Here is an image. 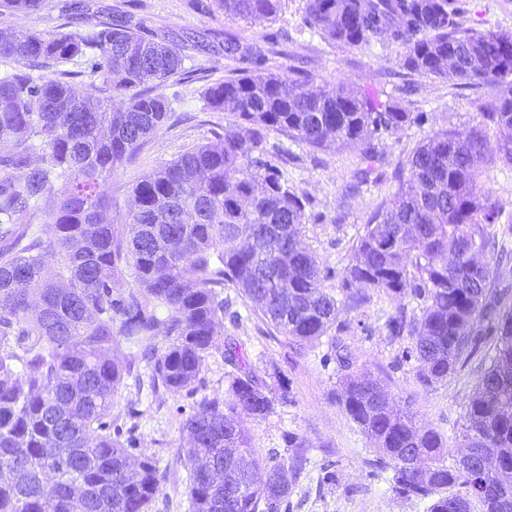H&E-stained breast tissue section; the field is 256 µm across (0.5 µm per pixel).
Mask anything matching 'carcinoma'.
Listing matches in <instances>:
<instances>
[{
	"instance_id": "obj_1",
	"label": "carcinoma",
	"mask_w": 512,
	"mask_h": 512,
	"mask_svg": "<svg viewBox=\"0 0 512 512\" xmlns=\"http://www.w3.org/2000/svg\"><path fill=\"white\" fill-rule=\"evenodd\" d=\"M217 2L225 18L257 23L276 18L284 0ZM45 3L0 0V12ZM304 11L328 43L394 46L412 71L464 86L512 75V33L462 27L448 0H305ZM224 55L254 70L208 85L202 99L234 122L140 180L127 223L114 224L104 185L174 112L163 88L191 73L183 56L110 18L86 32L0 36V60L18 65L0 75V471L9 473L0 475V512H150L159 469L121 440L113 398L129 378L141 388L140 361L151 389L181 392L220 347L234 369L224 395L202 397L182 422L186 496L192 512H279L306 457L264 458L241 426V415L264 419L288 402V387L273 392L234 339L221 338L226 282L299 345L327 335L343 303L420 301L387 328L411 338L425 388L447 382L490 339L491 365L457 435L478 452L452 465L411 402L352 370L345 347L331 343L345 371L339 405L392 469L397 496L428 502L427 512H473L476 503L512 512V475L500 481L480 466L495 457L512 472V300L493 277L512 250L498 245L502 211L482 167L493 150L512 164V96L486 101L465 133L426 136L394 168V191L357 233L336 295L324 286L329 270L301 245L310 201L288 185L275 164L288 149L267 145L268 134L286 131L311 150L356 149L366 181L382 162L375 141L423 116L366 90L268 72L265 54L233 37ZM78 58L84 71L58 69ZM47 68L53 76L31 74ZM82 74L106 95L78 93L71 79ZM487 253L491 264L479 260Z\"/></svg>"
}]
</instances>
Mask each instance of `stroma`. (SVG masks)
I'll use <instances>...</instances> for the list:
<instances>
[{
  "label": "stroma",
  "instance_id": "1",
  "mask_svg": "<svg viewBox=\"0 0 512 512\" xmlns=\"http://www.w3.org/2000/svg\"><path fill=\"white\" fill-rule=\"evenodd\" d=\"M72 0H48L32 14H0V34L19 28L53 32L63 28L85 30L109 16L126 18L155 41L181 52L190 77L171 79L166 94L175 112L152 134L135 160L115 172L105 189L112 198V217L123 223L142 177L187 148L211 140L233 118L207 110L201 99L210 83L249 70L250 64L224 55V39L261 47L267 69L284 75L304 72L317 84L332 89L342 84L369 90L381 100L405 111L423 114L424 120L377 143L385 161L379 166L378 184H354L360 166L358 152L326 148L309 152L287 133L273 131L270 143L288 148L280 168L289 185L310 200L315 221L303 228V244L317 256L321 267L334 276L327 285H341L351 247L369 215L388 198L390 177L397 162L406 159L426 135L443 127L466 132L491 91L482 85L460 86L401 67L392 49L333 46L306 30L303 0H286L272 20L251 24L225 19L215 0H85L81 14L70 12ZM465 27L512 32V0H450ZM221 295L236 312L237 320L225 321L224 334L240 346L253 366L277 374L288 386V401L276 405L264 419L243 417L242 424L261 455L292 456L289 436L303 440L308 463L291 485L287 507L280 512H427L426 502L398 498L392 488L391 469L377 465L370 441L338 404L339 366L330 360L329 337L298 347L276 332L258 315L252 303L232 285ZM417 300L406 297L373 299L360 308H342L337 316L338 337L348 346L358 368L380 377L384 387L411 398L419 422L442 434L447 442L446 462H453L459 447L456 435L464 421L466 405L476 383L491 363V344L452 375L447 383L423 389L415 378V361L406 357L410 338L391 339L385 328L398 309L415 310ZM230 365L221 350H212L190 391L172 393L150 388L122 390L112 402V416L131 430L134 455L153 457L162 480L152 512H191L186 496L187 470L179 460L188 434L184 417L202 396L223 393Z\"/></svg>",
  "mask_w": 512,
  "mask_h": 512
}]
</instances>
